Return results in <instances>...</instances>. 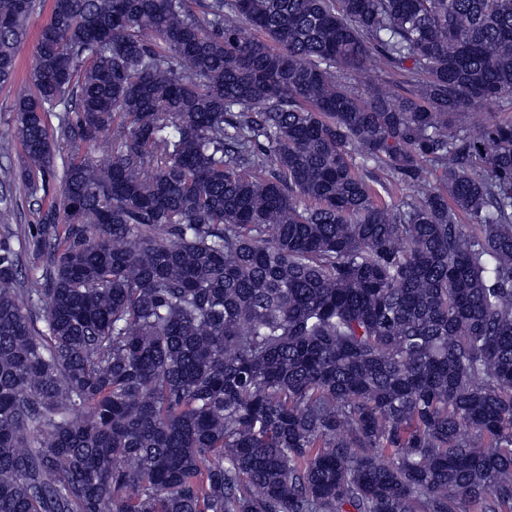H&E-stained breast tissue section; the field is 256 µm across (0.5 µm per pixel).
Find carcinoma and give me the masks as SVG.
Returning a JSON list of instances; mask_svg holds the SVG:
<instances>
[{"label": "carcinoma", "mask_w": 512, "mask_h": 512, "mask_svg": "<svg viewBox=\"0 0 512 512\" xmlns=\"http://www.w3.org/2000/svg\"><path fill=\"white\" fill-rule=\"evenodd\" d=\"M29 79L0 512H512V0H52ZM469 112L468 126L473 132L479 131L481 127L494 116H498L499 118L512 117V107L510 105H505L497 110L475 108L471 109Z\"/></svg>", "instance_id": "carcinoma-1"}]
</instances>
